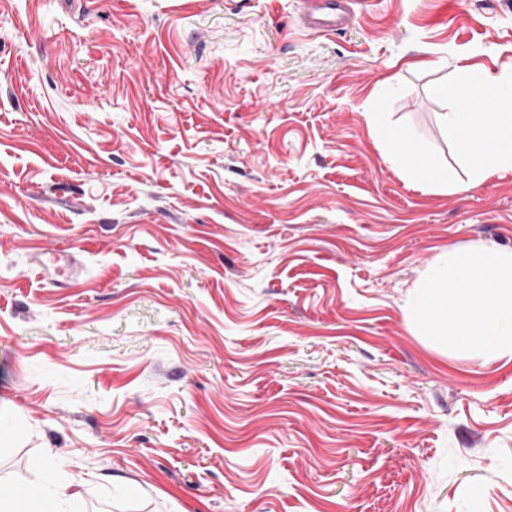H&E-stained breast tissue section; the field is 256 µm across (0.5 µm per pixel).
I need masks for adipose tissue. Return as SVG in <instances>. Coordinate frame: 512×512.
Segmentation results:
<instances>
[{
  "label": "adipose tissue",
  "mask_w": 512,
  "mask_h": 512,
  "mask_svg": "<svg viewBox=\"0 0 512 512\" xmlns=\"http://www.w3.org/2000/svg\"><path fill=\"white\" fill-rule=\"evenodd\" d=\"M407 320L439 352L494 344L512 351V251L455 248L439 255L411 295ZM72 483L28 489L0 501V512H66Z\"/></svg>",
  "instance_id": "1"
}]
</instances>
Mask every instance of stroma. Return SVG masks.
Returning <instances> with one entry per match:
<instances>
[{"instance_id": "stroma-1", "label": "stroma", "mask_w": 512, "mask_h": 512, "mask_svg": "<svg viewBox=\"0 0 512 512\" xmlns=\"http://www.w3.org/2000/svg\"><path fill=\"white\" fill-rule=\"evenodd\" d=\"M0 0V457L77 512H512V353H437L406 305L444 251L512 250V171L447 166L431 86L512 72L505 0ZM53 248L78 275L32 265ZM64 463L46 470L47 454ZM342 2L344 0H309L307 8L300 17L302 27L319 33H326L336 29L342 15ZM321 11L317 15V12Z\"/></svg>"}]
</instances>
